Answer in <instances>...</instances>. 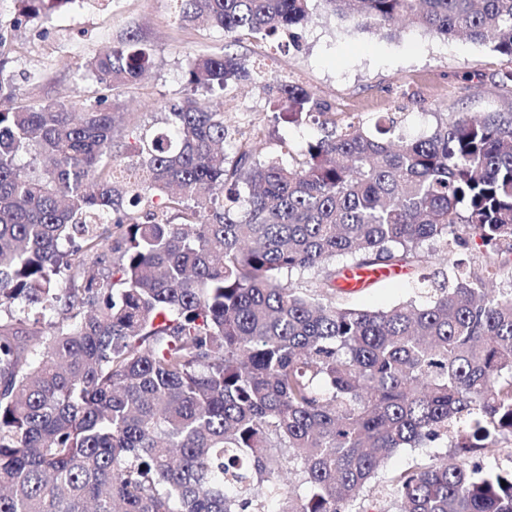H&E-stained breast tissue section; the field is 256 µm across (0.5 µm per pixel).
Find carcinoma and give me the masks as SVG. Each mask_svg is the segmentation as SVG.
I'll use <instances>...</instances> for the list:
<instances>
[{
	"instance_id": "carcinoma-1",
	"label": "carcinoma",
	"mask_w": 512,
	"mask_h": 512,
	"mask_svg": "<svg viewBox=\"0 0 512 512\" xmlns=\"http://www.w3.org/2000/svg\"><path fill=\"white\" fill-rule=\"evenodd\" d=\"M26 20L72 0H12ZM179 20L280 45L318 8L365 32L406 21L512 57V0H175ZM151 64L128 35L86 60L106 86ZM0 55V512H346L397 449L448 455L392 480L401 512H512V109L427 137L329 116L290 82L269 102L324 135L294 165L206 99L260 71L195 57L165 127L100 102L19 104ZM162 199V213L137 212ZM438 268L417 299L357 309L343 269ZM314 272L302 280L306 272ZM506 485H501V482ZM476 242L478 243L479 240L476 239L475 242L474 240H470L469 248H459L457 250V256L458 258L463 259L465 265L468 268L470 266L472 271L481 273L482 269L485 267V264L489 261H493L494 259L497 260V256H492L491 259L488 258L487 255L483 254L478 249ZM469 465L471 467H481L484 471L488 469H511L512 446L503 444L501 448H495L492 454L470 458Z\"/></svg>"
}]
</instances>
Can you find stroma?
<instances>
[{"instance_id":"stroma-1","label":"stroma","mask_w":512,"mask_h":512,"mask_svg":"<svg viewBox=\"0 0 512 512\" xmlns=\"http://www.w3.org/2000/svg\"><path fill=\"white\" fill-rule=\"evenodd\" d=\"M129 33L151 50L153 65L141 81L108 89L80 70L85 58ZM227 49L260 62L264 84L294 82L330 111L354 115L366 127L403 109L401 132L409 138L429 135L440 113L478 115L502 111L512 103V91L496 84L500 73L512 70V59L494 51L491 43L436 36L407 26L390 34H367L321 10L297 30L294 41L277 50L250 36L226 44L223 32L179 21L171 0L71 4L27 21L7 45L18 75L17 102L55 99L80 112L105 97L122 113L126 131L161 126L165 106L180 103L187 94L183 70L189 58ZM224 107L241 122L265 125L266 136L257 142L262 156L281 141L290 152H297L306 141L323 134L309 118L298 124L277 119L266 94L248 84L226 89ZM417 292L414 277L407 276L346 295L343 302L355 308L384 309ZM446 451L442 442L396 451L352 503L351 512H398L392 477L436 462Z\"/></svg>"}]
</instances>
